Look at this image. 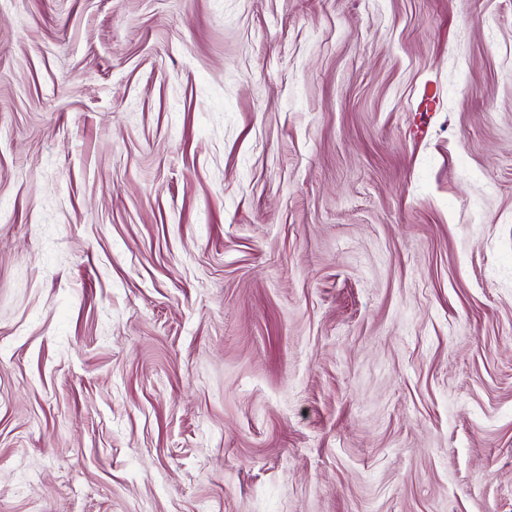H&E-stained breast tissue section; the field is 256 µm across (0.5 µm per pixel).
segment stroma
Masks as SVG:
<instances>
[{
	"label": "stroma",
	"mask_w": 512,
	"mask_h": 512,
	"mask_svg": "<svg viewBox=\"0 0 512 512\" xmlns=\"http://www.w3.org/2000/svg\"><path fill=\"white\" fill-rule=\"evenodd\" d=\"M0 512H512V0H0Z\"/></svg>",
	"instance_id": "obj_1"
}]
</instances>
